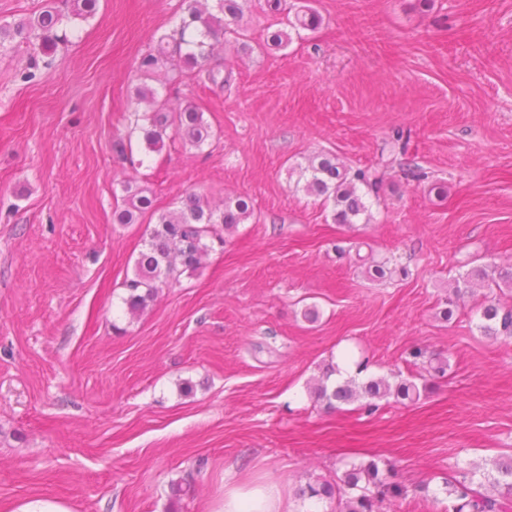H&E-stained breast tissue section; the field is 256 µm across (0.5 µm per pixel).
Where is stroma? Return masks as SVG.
Instances as JSON below:
<instances>
[{
  "label": "stroma",
  "mask_w": 512,
  "mask_h": 512,
  "mask_svg": "<svg viewBox=\"0 0 512 512\" xmlns=\"http://www.w3.org/2000/svg\"><path fill=\"white\" fill-rule=\"evenodd\" d=\"M180 4L100 0L32 83L26 49L0 52V505L206 512L226 483L271 480L309 512L301 484L375 459L412 489L384 512H446L448 473L512 453V338L481 335L474 297L439 317L454 277L512 268V0H316L322 25L268 52L282 16L246 0L250 50L228 33L210 60L230 86L157 78L217 138L120 157L137 61ZM398 131L408 150L370 223H333L304 190L307 158L362 169ZM131 178L161 210L191 193L253 204L135 317L125 282L148 223L112 221ZM361 252L409 274L371 280ZM344 348L369 377L417 374V348L449 367L416 402L328 410L309 386ZM2 512H70L56 499L49 497H34L1 508Z\"/></svg>",
  "instance_id": "1"
}]
</instances>
